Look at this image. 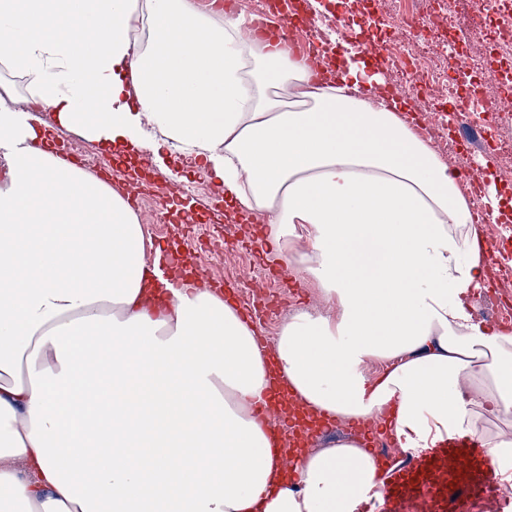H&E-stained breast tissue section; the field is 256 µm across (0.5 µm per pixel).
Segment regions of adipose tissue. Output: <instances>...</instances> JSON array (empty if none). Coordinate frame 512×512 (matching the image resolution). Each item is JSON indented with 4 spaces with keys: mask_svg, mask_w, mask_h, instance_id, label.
I'll list each match as a JSON object with an SVG mask.
<instances>
[{
    "mask_svg": "<svg viewBox=\"0 0 512 512\" xmlns=\"http://www.w3.org/2000/svg\"><path fill=\"white\" fill-rule=\"evenodd\" d=\"M243 23L195 0H0V67L26 89L0 94V512H346L381 476L348 439L283 474L254 328L204 287L169 281L150 305L136 212L60 156L54 123L161 165L203 157L261 214L332 307L295 310L276 342L312 412L406 449L466 431L512 468V333L470 313L483 260L455 170L361 48L318 85Z\"/></svg>",
    "mask_w": 512,
    "mask_h": 512,
    "instance_id": "adipose-tissue-1",
    "label": "adipose tissue"
}]
</instances>
